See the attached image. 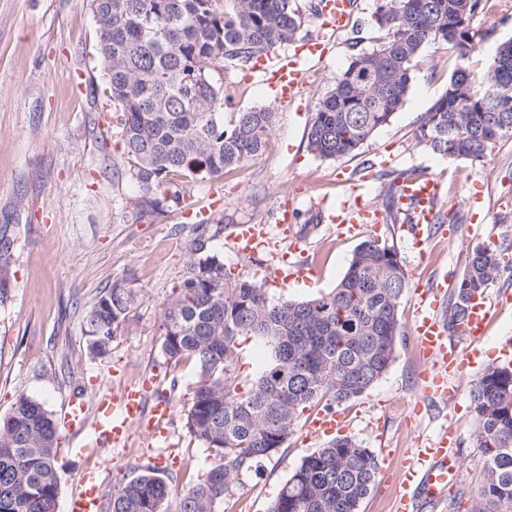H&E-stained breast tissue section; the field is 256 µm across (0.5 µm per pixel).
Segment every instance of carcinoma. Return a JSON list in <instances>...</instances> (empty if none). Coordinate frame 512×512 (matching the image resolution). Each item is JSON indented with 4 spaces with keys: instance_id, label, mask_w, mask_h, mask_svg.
<instances>
[{
    "instance_id": "1",
    "label": "carcinoma",
    "mask_w": 512,
    "mask_h": 512,
    "mask_svg": "<svg viewBox=\"0 0 512 512\" xmlns=\"http://www.w3.org/2000/svg\"><path fill=\"white\" fill-rule=\"evenodd\" d=\"M487 0H377L369 25L380 44L352 55L321 99L307 132L308 151L336 161L354 155L403 105L421 50L447 46L465 59L483 34ZM98 52L108 78L124 153L134 163L139 206L177 207L179 173L206 181L262 152L274 112L253 107L224 123V83L216 71H243L265 52L293 43L302 26L298 0H90ZM512 137V39L487 66L456 69L424 113L416 144L449 158L481 161L493 141ZM385 212L395 218L402 174H383ZM220 229L193 228L189 258L173 283L161 323L168 360L194 362L198 376L186 413L190 435L214 463L182 496L179 512H224V499L254 464L281 449L305 409L339 407L389 369L399 309L409 288L395 246L371 237L354 249L330 292L273 301L266 288L235 278L211 250ZM507 269L497 250L468 255L445 312L449 328L464 320L471 296ZM137 301L122 283L96 297L86 314L90 353L103 356ZM253 337L270 363L250 383L235 375L236 340ZM485 479L481 507L512 512V366H490L470 390ZM57 425L44 404L25 395L0 417V512H55L59 478ZM379 463L350 436L302 457L271 512H360ZM169 486L147 466L112 491L105 512H165Z\"/></svg>"
}]
</instances>
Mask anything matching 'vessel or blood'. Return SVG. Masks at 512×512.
Returning a JSON list of instances; mask_svg holds the SVG:
<instances>
[{"instance_id":"b4317fda","label":"vessel or blood","mask_w":512,"mask_h":512,"mask_svg":"<svg viewBox=\"0 0 512 512\" xmlns=\"http://www.w3.org/2000/svg\"><path fill=\"white\" fill-rule=\"evenodd\" d=\"M357 0H322L318 13V32L294 53L268 52L253 66L257 78L274 89L281 102H292L303 83L302 65L305 60H325L330 52L333 34L348 28ZM443 180L431 175H406L397 189V206L411 224L409 233L415 250H424L431 230L441 217L440 200ZM347 199L336 213L338 229L355 232L364 224L380 221L378 212L364 202L361 188L349 186ZM293 210L282 213L276 225H237L232 240L238 255L249 256L259 247H267L276 257L270 266V279L285 284L304 279L303 263H290L292 255L301 253L306 243L304 232L296 230ZM443 289L437 284L416 283L412 293L415 319L410 327L415 351L424 364L419 374V405H451L459 389L451 385L450 377L466 374L475 367L479 356L476 343L482 342L490 326L500 317L502 306L492 303L483 293L474 294L463 323L457 328L458 337L467 340L464 348L449 345V330L439 314ZM151 381L141 388H128L118 394L104 393L94 413H87L83 403L71 401L63 419L81 435L85 451H102L123 446L132 429L139 428L151 435L167 436L166 426L173 416L170 397L148 399ZM344 427L342 414L319 412L307 425L311 439L329 436ZM453 433L441 430L438 437L417 448L406 449L399 461L402 483L396 492L397 512H414L427 507L431 512L447 504L449 492L462 478V470L453 450ZM105 484L97 471L85 469L67 502V512H102Z\"/></svg>"}]
</instances>
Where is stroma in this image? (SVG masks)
Masks as SVG:
<instances>
[{
  "instance_id": "obj_1",
  "label": "stroma",
  "mask_w": 512,
  "mask_h": 512,
  "mask_svg": "<svg viewBox=\"0 0 512 512\" xmlns=\"http://www.w3.org/2000/svg\"><path fill=\"white\" fill-rule=\"evenodd\" d=\"M479 27L485 37L469 59L475 70L487 64V47L512 39V0H488ZM352 36L351 30L340 32L325 62L309 65L308 81L290 105L279 104L259 80L224 74L231 89L225 117L257 106L274 112L265 151L230 174L185 185L178 209L148 215L138 204L132 162L120 143L88 0H0V225H8L12 240L6 257L8 299L0 305V416L21 394L42 402L57 418L70 399L90 406L105 391L156 377L157 393L174 403L168 431L180 463L169 480L167 510L178 512L186 488L203 479L212 463L185 426L195 366L186 360L168 363L161 351L163 311L185 269L195 224L206 219L221 226L212 246L225 266L239 278L266 284L273 299L306 300L330 291L359 241L372 235L394 243L407 271L454 285L468 253L481 241L467 231L475 215L465 200L474 193L483 197L476 216L494 225L501 243L512 245V138L498 139L484 162L476 164L441 158L414 142L421 116L458 65L446 47L431 44L422 50L403 106L358 156L327 161L309 152L306 136L316 106L347 67L355 47ZM386 155L392 170L445 178L448 210L457 216L458 231L451 238L433 231L426 261H419L411 248L404 220L390 219L376 229L366 225L357 237L340 239L334 225L319 217L321 201L342 199L340 176H358ZM287 200L296 208L297 227L309 229L307 256L317 269L303 288L265 283L268 255L236 256L228 233L236 224H275ZM117 281L133 288L137 301L109 354L95 358L87 346L84 318L95 296ZM413 318L411 300H403L404 334L397 340L395 360L371 389L341 408L352 423L350 436L373 451L380 465L377 486L363 500L361 512H394L395 456L445 426L457 438L461 512H470L485 478L470 380L462 381L455 408H432L412 426L403 420L418 373L405 334ZM305 433V423H298L285 448L243 477L235 491L238 512H270L301 457L318 447L305 441ZM77 443L73 433L59 428L56 512H65L84 466L92 461ZM159 454L140 432H132L126 447L110 450L100 461L106 486L155 463Z\"/></svg>"
}]
</instances>
